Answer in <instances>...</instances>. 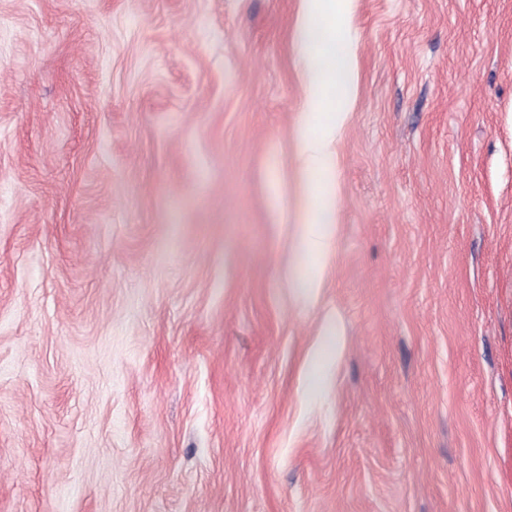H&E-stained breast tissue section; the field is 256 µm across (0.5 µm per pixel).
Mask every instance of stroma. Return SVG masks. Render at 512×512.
Segmentation results:
<instances>
[{"label": "stroma", "mask_w": 512, "mask_h": 512, "mask_svg": "<svg viewBox=\"0 0 512 512\" xmlns=\"http://www.w3.org/2000/svg\"><path fill=\"white\" fill-rule=\"evenodd\" d=\"M297 10L0 0V512H512V0H353L302 259ZM324 211L314 212L303 217L299 224H304L302 234L296 240L297 245L308 252L328 254L334 245V234L330 221L324 218Z\"/></svg>", "instance_id": "stroma-1"}]
</instances>
